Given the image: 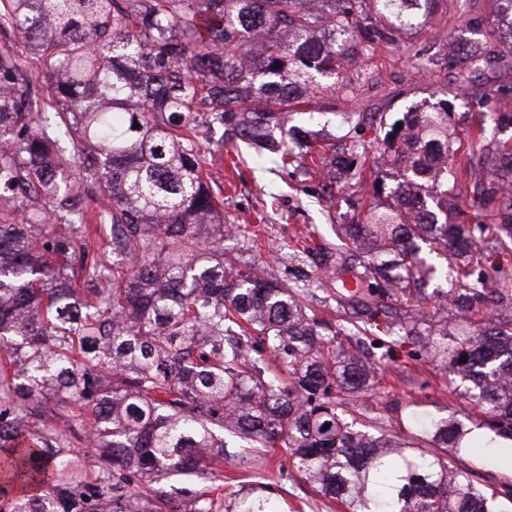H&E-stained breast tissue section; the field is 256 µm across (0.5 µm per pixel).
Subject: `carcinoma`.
Returning a JSON list of instances; mask_svg holds the SVG:
<instances>
[{"label": "carcinoma", "instance_id": "cac0c4a2", "mask_svg": "<svg viewBox=\"0 0 512 512\" xmlns=\"http://www.w3.org/2000/svg\"><path fill=\"white\" fill-rule=\"evenodd\" d=\"M438 4L0 0V35L24 33L38 64L0 47V512H175L154 488L174 474L208 484L183 512H287L263 495L265 476L226 496L204 464L243 468L271 448L347 512H509L512 485L474 481L458 453L477 428L494 433L487 448L512 439V270L500 262L512 253V147L480 129L462 147L446 101L391 123L342 112L374 134L382 163L341 167L353 145L297 152L300 128L285 122L324 91L326 111L336 94L354 97L378 49L429 26ZM468 23L483 47L456 70L467 82L493 74L484 109L499 118L512 47L499 45V22ZM203 124L223 128L240 177L246 154L371 195L337 225L348 251L325 281L360 322L384 316L391 343L470 381L476 427L457 410L413 436L377 425L369 399L385 368L339 341L346 329L301 292L224 256L235 233L205 181ZM90 186L110 202L99 215L109 263L66 228ZM411 196L423 212L409 211ZM435 259L452 288L431 297ZM49 395L63 415L91 407L93 462L45 417Z\"/></svg>", "mask_w": 512, "mask_h": 512}]
</instances>
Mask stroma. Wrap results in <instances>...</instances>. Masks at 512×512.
Returning <instances> with one entry per match:
<instances>
[{
	"label": "stroma",
	"mask_w": 512,
	"mask_h": 512,
	"mask_svg": "<svg viewBox=\"0 0 512 512\" xmlns=\"http://www.w3.org/2000/svg\"><path fill=\"white\" fill-rule=\"evenodd\" d=\"M460 5V0H440V10L429 27L402 34L399 45L377 53L369 65L371 77L357 99L337 96L336 113L325 112L306 121L312 141L344 134L364 143L371 139L369 130L350 132L340 125L336 117L340 111L384 112L395 119L442 99L453 109L459 138H467L479 126L487 139L506 138V131L495 122L481 118L477 101L485 88L483 80L467 84L452 69L419 73L412 67V51L442 54L448 40L480 41V34L467 27ZM228 162L226 150L220 149L205 168L210 186L224 191L225 219L242 227L241 235L225 241L227 254L239 257L243 265L263 269L270 280L305 290L319 316L343 324L352 321L353 310H337L336 291L322 283L321 275L324 265L336 259L334 227L350 219L355 211V197L339 191L332 200H323L318 178L268 165L250 167L242 178L235 180ZM260 215L265 218L261 225L256 222ZM256 224L261 230L255 235L251 229ZM308 226L316 230L311 253L292 255V239ZM363 346L386 362L385 392L378 397L377 404L380 414L392 426L407 427L417 415H444L464 404L455 384L444 383L425 360L412 359L409 346L389 347L384 330L364 336ZM251 467L270 478L271 495L283 506L296 508L297 512H347L345 506L318 495L289 469L269 466L263 458L252 461Z\"/></svg>",
	"instance_id": "1"
}]
</instances>
